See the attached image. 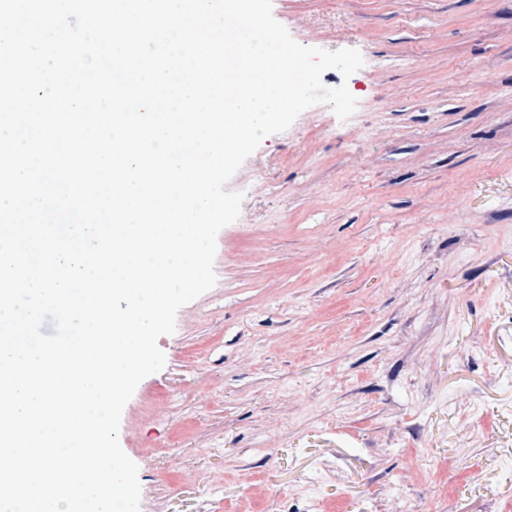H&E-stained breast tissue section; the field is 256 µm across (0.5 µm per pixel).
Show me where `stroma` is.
<instances>
[{"mask_svg": "<svg viewBox=\"0 0 512 512\" xmlns=\"http://www.w3.org/2000/svg\"><path fill=\"white\" fill-rule=\"evenodd\" d=\"M353 48L229 180L119 441L140 512H512V0H272ZM487 465L488 489L469 481Z\"/></svg>", "mask_w": 512, "mask_h": 512, "instance_id": "1", "label": "stroma"}]
</instances>
